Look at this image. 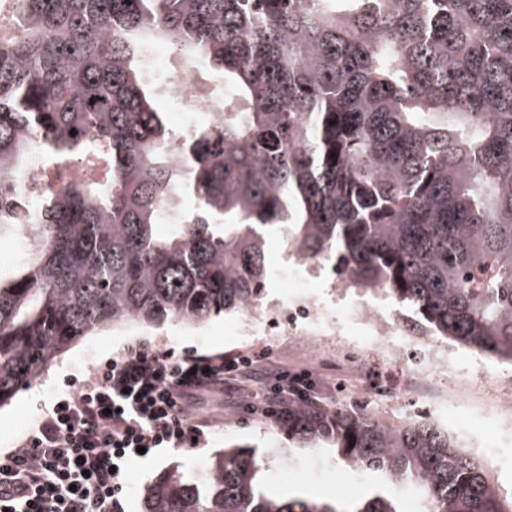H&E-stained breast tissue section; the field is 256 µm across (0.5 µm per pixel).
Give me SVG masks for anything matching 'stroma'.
<instances>
[{"mask_svg":"<svg viewBox=\"0 0 512 512\" xmlns=\"http://www.w3.org/2000/svg\"><path fill=\"white\" fill-rule=\"evenodd\" d=\"M234 321V316L227 315L193 327L125 325L78 340L59 354L44 374L23 385L7 405L0 407V451L17 447L26 439L51 400L65 392L67 379L81 378L92 362L106 361L141 341L178 352L266 353L268 368L291 372L311 370L314 391L330 409L353 407L376 415L392 406L403 414L415 404L413 394L405 391L403 385L422 362L421 347L411 348L404 361L396 364L379 355L367 354L358 367L357 377L347 379L346 395L340 397L336 394L335 359L322 362L303 359L288 350L285 342L272 336L230 335L227 326ZM266 383L267 378L262 374L244 384L227 383L223 393L205 397L193 411L194 416L207 423L198 447L162 448L154 456L133 463L127 475L128 512H141L144 490L159 475L173 468L194 475L204 474L211 457L228 443L251 447L267 485L322 496H360L370 486V478L337 462L333 451L303 450L289 456L288 440L279 433L275 419L259 409Z\"/></svg>","mask_w":512,"mask_h":512,"instance_id":"obj_1","label":"stroma"}]
</instances>
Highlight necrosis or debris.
<instances>
[{"label": "necrosis or debris", "instance_id": "4bbe7bcc", "mask_svg": "<svg viewBox=\"0 0 512 512\" xmlns=\"http://www.w3.org/2000/svg\"><path fill=\"white\" fill-rule=\"evenodd\" d=\"M181 68L184 80L165 82L164 93L174 107L178 124L190 129L202 113L215 111L216 106L194 85L198 60L184 58ZM55 170L44 151L34 149L12 213L22 215L38 204L44 191L57 188ZM322 269L321 262L292 258L270 270L269 280L295 289V296L263 307L246 306L232 325V332L238 336H293L301 353L314 358L324 348H332L337 360L351 370L363 351L398 361L410 345L420 344L424 349L423 365L408 381L409 388L417 392L413 418L447 423L449 431L470 448L475 445L476 425L480 422L493 428L496 444L512 443V379H507L505 370L486 366L480 373H472L446 342L426 331L403 328L396 315L382 306L386 297L383 290L346 304L349 282L323 281Z\"/></svg>", "mask_w": 512, "mask_h": 512}]
</instances>
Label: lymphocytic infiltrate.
<instances>
[{"label":"lymphocytic infiltrate","mask_w":512,"mask_h":512,"mask_svg":"<svg viewBox=\"0 0 512 512\" xmlns=\"http://www.w3.org/2000/svg\"><path fill=\"white\" fill-rule=\"evenodd\" d=\"M257 361L143 342L91 366L0 460V512H126L128 467L141 451L192 446L204 430L186 406ZM311 388L309 371L280 372L266 414L287 421L289 398Z\"/></svg>","instance_id":"lymphocytic-infiltrate-1"}]
</instances>
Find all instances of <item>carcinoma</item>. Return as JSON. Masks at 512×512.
Listing matches in <instances>:
<instances>
[{
    "label": "carcinoma",
    "mask_w": 512,
    "mask_h": 512,
    "mask_svg": "<svg viewBox=\"0 0 512 512\" xmlns=\"http://www.w3.org/2000/svg\"><path fill=\"white\" fill-rule=\"evenodd\" d=\"M157 41L199 60L195 85L221 108L184 133L145 74ZM37 144L105 172L23 216V260L0 272V406L83 336L240 312L272 228L428 331L512 362V0H12L0 206ZM279 427L374 490L277 495L232 445L202 478L157 477L142 512H403L400 490L417 512H512V490L439 426L295 397Z\"/></svg>",
    "instance_id": "carcinoma-1"
}]
</instances>
